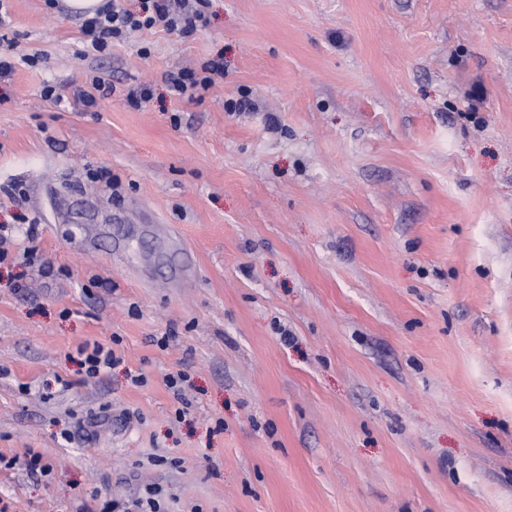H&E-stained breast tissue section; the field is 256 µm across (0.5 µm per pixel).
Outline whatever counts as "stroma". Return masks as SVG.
<instances>
[{
  "instance_id": "obj_1",
  "label": "stroma",
  "mask_w": 512,
  "mask_h": 512,
  "mask_svg": "<svg viewBox=\"0 0 512 512\" xmlns=\"http://www.w3.org/2000/svg\"><path fill=\"white\" fill-rule=\"evenodd\" d=\"M7 10L41 61L0 90V512H512V0H208L106 54ZM93 342L122 362L88 380ZM29 450L48 475L5 468ZM219 77L224 78V64L220 59H210L199 68H182L169 73L167 81L176 95L193 98L200 90H207ZM111 92V83L103 76L96 75L91 78L87 88H80L74 92V99L84 107H92L96 105L98 99L109 96ZM145 496L139 497L131 502V505L128 503V507L125 508V510H120L119 508L123 505H121L120 502L117 501H110L105 502L99 512H116V511H122L125 512L129 510V507H133L134 509H140L137 510L138 512H166L165 510H162L160 500L158 499V496L160 494L159 489L156 487H148L145 489Z\"/></svg>"
}]
</instances>
